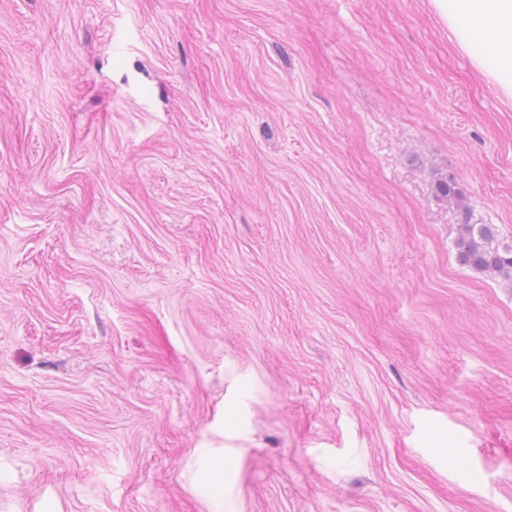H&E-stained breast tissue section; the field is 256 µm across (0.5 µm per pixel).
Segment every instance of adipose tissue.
<instances>
[{"mask_svg":"<svg viewBox=\"0 0 512 512\" xmlns=\"http://www.w3.org/2000/svg\"><path fill=\"white\" fill-rule=\"evenodd\" d=\"M472 66L512 98V0H432Z\"/></svg>","mask_w":512,"mask_h":512,"instance_id":"adipose-tissue-1","label":"adipose tissue"}]
</instances>
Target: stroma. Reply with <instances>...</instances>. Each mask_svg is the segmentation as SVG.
Listing matches in <instances>:
<instances>
[{
  "label": "stroma",
  "instance_id": "stroma-1",
  "mask_svg": "<svg viewBox=\"0 0 512 512\" xmlns=\"http://www.w3.org/2000/svg\"><path fill=\"white\" fill-rule=\"evenodd\" d=\"M439 171L512 243L430 0H0V512H512V285ZM460 217L455 243L458 261L473 271L512 283V244L500 242L496 225L472 222L467 209L461 210Z\"/></svg>",
  "mask_w": 512,
  "mask_h": 512
}]
</instances>
